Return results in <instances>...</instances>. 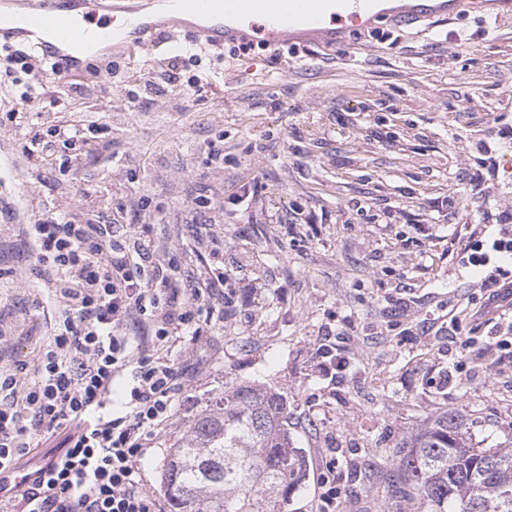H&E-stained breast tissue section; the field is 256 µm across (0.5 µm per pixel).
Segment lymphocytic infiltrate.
<instances>
[{"label": "lymphocytic infiltrate", "mask_w": 512, "mask_h": 512, "mask_svg": "<svg viewBox=\"0 0 512 512\" xmlns=\"http://www.w3.org/2000/svg\"><path fill=\"white\" fill-rule=\"evenodd\" d=\"M22 232L58 307L34 383L0 372V468H19L42 440L61 443L30 469L31 483L0 497V512H161L143 488V461L183 386L155 353L179 331L199 335L197 316L223 321L209 299L224 273L209 268L183 287H157L148 272L149 241L117 245L111 225L80 210L39 219ZM493 253L501 264L481 308L496 315L512 308V230L498 227L460 263L483 267ZM128 370L127 412L115 415L104 402Z\"/></svg>", "instance_id": "lymphocytic-infiltrate-1"}]
</instances>
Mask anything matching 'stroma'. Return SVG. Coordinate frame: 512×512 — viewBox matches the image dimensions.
<instances>
[{
    "label": "stroma",
    "instance_id": "obj_1",
    "mask_svg": "<svg viewBox=\"0 0 512 512\" xmlns=\"http://www.w3.org/2000/svg\"><path fill=\"white\" fill-rule=\"evenodd\" d=\"M157 43L133 61L102 52L58 85L37 62L0 93V367L26 363L19 379L34 381L54 310L16 227L80 207L121 239H150L172 283L224 270L210 300L223 323L161 352L184 388L144 460L157 498L168 448L232 382L288 395L307 460L288 512H317L332 455L336 512H404L391 461L446 410L475 446L512 442V369L492 366L500 321L478 312L496 266L459 264L487 212L512 208V27L473 13L380 28L343 52ZM60 125L88 134L24 154ZM453 315L468 348L448 338ZM323 344L349 359L336 378L313 369ZM457 364L474 378L431 386Z\"/></svg>",
    "mask_w": 512,
    "mask_h": 512
}]
</instances>
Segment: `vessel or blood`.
I'll return each mask as SVG.
<instances>
[{
  "label": "vessel or blood",
  "instance_id": "obj_1",
  "mask_svg": "<svg viewBox=\"0 0 512 512\" xmlns=\"http://www.w3.org/2000/svg\"><path fill=\"white\" fill-rule=\"evenodd\" d=\"M14 26L0 38L31 45L55 64L45 79L60 82L85 71L96 46L149 50L158 32H187L221 47L288 44L343 51L354 35L385 23L396 29L450 21L479 12L512 22V0H14ZM131 18L127 29L117 16Z\"/></svg>",
  "mask_w": 512,
  "mask_h": 512
}]
</instances>
